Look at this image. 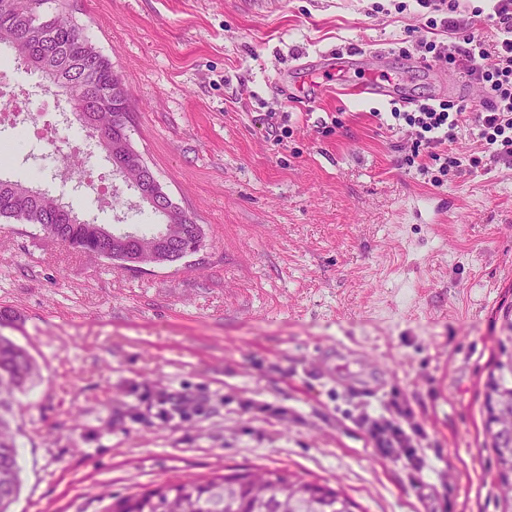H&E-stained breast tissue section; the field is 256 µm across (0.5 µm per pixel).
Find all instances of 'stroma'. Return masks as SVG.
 <instances>
[{
  "label": "stroma",
  "mask_w": 512,
  "mask_h": 512,
  "mask_svg": "<svg viewBox=\"0 0 512 512\" xmlns=\"http://www.w3.org/2000/svg\"><path fill=\"white\" fill-rule=\"evenodd\" d=\"M129 96L131 143L204 233L192 256L147 272L0 220V328L36 360L18 397L22 489L12 512H103L125 496L225 467L340 482L363 512H496L483 384L512 303V157L432 185L380 114L448 97L457 70L420 66L416 0H69ZM355 47L347 78L383 68L404 99L295 96L318 52ZM0 45L34 126L55 93ZM290 128L276 142L272 125ZM0 124V176L58 193L59 160ZM73 198L86 219L158 223L133 191ZM190 399L161 421L159 393ZM411 410L422 472L376 450L358 421Z\"/></svg>",
  "instance_id": "35a3bbf8"
}]
</instances>
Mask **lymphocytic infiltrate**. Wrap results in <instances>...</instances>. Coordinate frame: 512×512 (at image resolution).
Segmentation results:
<instances>
[{"label":"lymphocytic infiltrate","instance_id":"1","mask_svg":"<svg viewBox=\"0 0 512 512\" xmlns=\"http://www.w3.org/2000/svg\"><path fill=\"white\" fill-rule=\"evenodd\" d=\"M426 9L429 28L448 30L449 44L422 40L421 55H445L450 65L463 71L480 85L483 97L479 106L450 108L421 102L413 111L403 113V120L415 130L414 151L438 162L441 171L463 176L468 167H476L480 158L469 162L449 156L448 146L459 130H475L485 151L496 156H512V0H493L490 11L473 8L469 18H460V0H417ZM387 415H363L366 433L381 452L394 456L415 471H422L425 461L403 427L411 412L393 403Z\"/></svg>","mask_w":512,"mask_h":512}]
</instances>
